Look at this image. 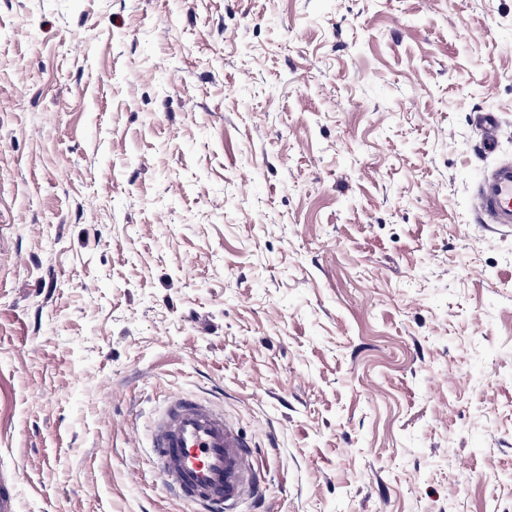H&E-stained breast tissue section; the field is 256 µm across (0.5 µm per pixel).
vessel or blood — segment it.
Instances as JSON below:
<instances>
[{
	"label": "vessel or blood",
	"mask_w": 512,
	"mask_h": 512,
	"mask_svg": "<svg viewBox=\"0 0 512 512\" xmlns=\"http://www.w3.org/2000/svg\"><path fill=\"white\" fill-rule=\"evenodd\" d=\"M475 209L480 219L512 229V164L484 170ZM164 486L198 512H224L248 479L244 444L231 420L210 399L184 393L168 397L150 434Z\"/></svg>",
	"instance_id": "vessel-or-blood-1"
}]
</instances>
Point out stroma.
<instances>
[{"label": "stroma", "mask_w": 512, "mask_h": 512, "mask_svg": "<svg viewBox=\"0 0 512 512\" xmlns=\"http://www.w3.org/2000/svg\"><path fill=\"white\" fill-rule=\"evenodd\" d=\"M501 117L479 151L474 116ZM512 0H0V479L186 512L182 390L238 512H512ZM475 209L483 220L501 230L512 229V164L502 162L484 170L478 181ZM166 402L150 434L163 485L200 511L224 512L249 475L234 424L205 397L174 393Z\"/></svg>", "instance_id": "stroma-1"}]
</instances>
